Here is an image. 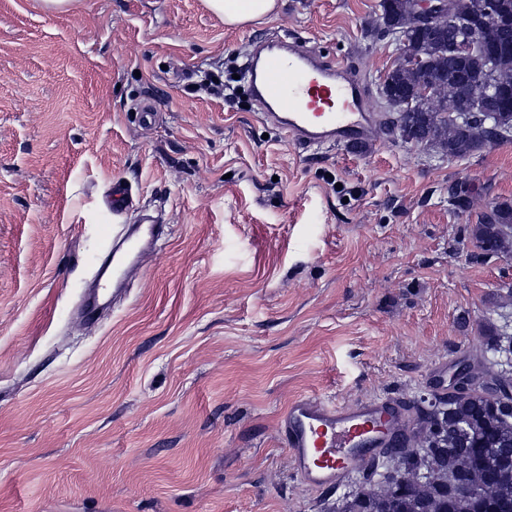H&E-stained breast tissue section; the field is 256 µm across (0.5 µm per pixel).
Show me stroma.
Segmentation results:
<instances>
[{
  "label": "stroma",
  "mask_w": 512,
  "mask_h": 512,
  "mask_svg": "<svg viewBox=\"0 0 512 512\" xmlns=\"http://www.w3.org/2000/svg\"><path fill=\"white\" fill-rule=\"evenodd\" d=\"M379 4L278 0L228 27L204 0H0V512H322L345 489L294 476L292 399L411 411L479 366L512 257L466 227L512 202V143L448 158L378 125L301 152L248 92L204 88L298 33L355 66L381 116ZM117 185L123 223L165 234L90 319Z\"/></svg>",
  "instance_id": "35a3bbf8"
}]
</instances>
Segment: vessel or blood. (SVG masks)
Returning a JSON list of instances; mask_svg holds the SVG:
<instances>
[{"mask_svg":"<svg viewBox=\"0 0 512 512\" xmlns=\"http://www.w3.org/2000/svg\"><path fill=\"white\" fill-rule=\"evenodd\" d=\"M247 76L262 118L299 149L353 147L370 136L364 85L346 62L310 54L298 38L276 36L255 46ZM164 231V225L146 220L112 235L106 263L113 290L123 288L132 262ZM402 420L401 407L389 397L329 404L304 396L289 403L279 426L295 476L333 488L381 449L394 447Z\"/></svg>","mask_w":512,"mask_h":512,"instance_id":"b4317fda","label":"vessel or blood"}]
</instances>
